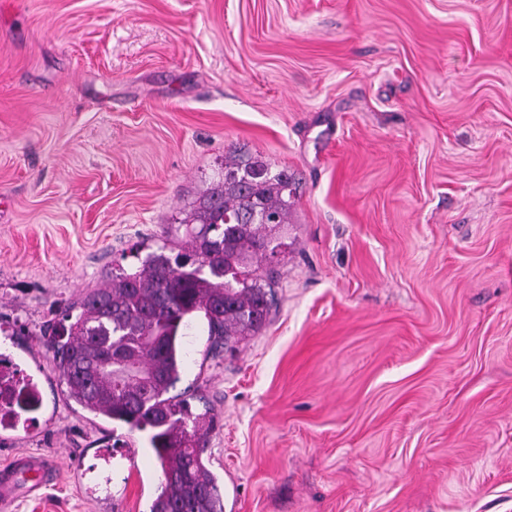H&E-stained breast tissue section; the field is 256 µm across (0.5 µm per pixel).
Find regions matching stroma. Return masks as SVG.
Instances as JSON below:
<instances>
[{"mask_svg":"<svg viewBox=\"0 0 512 512\" xmlns=\"http://www.w3.org/2000/svg\"><path fill=\"white\" fill-rule=\"evenodd\" d=\"M237 147L302 189L265 327L182 338L226 512H512V0H0V466L59 462L12 512H150L44 332Z\"/></svg>","mask_w":512,"mask_h":512,"instance_id":"1","label":"stroma"}]
</instances>
